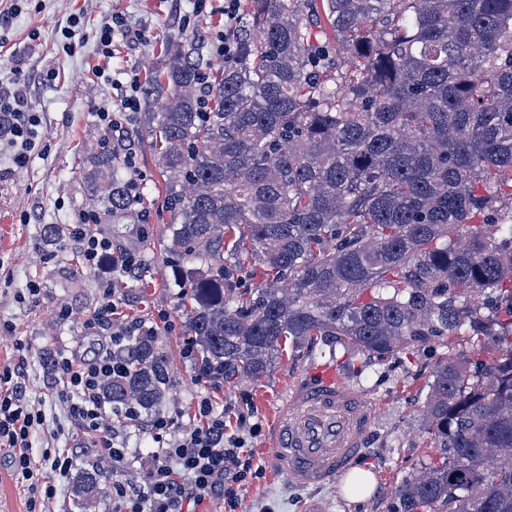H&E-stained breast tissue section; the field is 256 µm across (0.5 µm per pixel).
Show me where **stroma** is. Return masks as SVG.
I'll return each mask as SVG.
<instances>
[{"label":"stroma","mask_w":512,"mask_h":512,"mask_svg":"<svg viewBox=\"0 0 512 512\" xmlns=\"http://www.w3.org/2000/svg\"><path fill=\"white\" fill-rule=\"evenodd\" d=\"M11 0H0V12H9L0 29V82L17 84L28 107L41 119V138L24 167L13 162L9 148L0 149V324L13 328L0 338V365L19 364L26 396L45 414L43 430L32 437L31 453L42 461L53 449L67 450L78 465L99 462L98 437L83 433L58 398L60 385L51 364L60 356L78 353L93 358L111 329L132 322L157 326L158 344L170 358V385L162 414L177 418L178 429L195 424L197 402L208 398L224 414L227 433L243 436L257 477L240 485L242 512H389L394 491L405 476L433 450L418 417L427 382L437 361L468 352L466 340L442 345L412 362L395 358L381 364L365 363L348 384L375 407L371 433L357 462L371 471L376 487L371 496L352 502L347 476L322 487L292 485L268 461L271 421L284 397L309 371L324 364L328 349L322 344L288 345L275 370L253 380L197 377L185 350L191 342L186 316L180 307L183 286L174 276V259L163 241L169 214L156 156L149 147L150 117L144 108L121 113L120 123L107 127L99 109L118 102L127 82L143 80L147 69L164 67L166 41L190 42L196 31L206 33L202 54L213 58V47L224 36V0H22L10 13ZM82 17V39L64 50L62 34L68 19ZM120 16L144 30L143 40L115 35L110 54H102L99 30ZM111 134L120 155L132 156L144 199L126 221L122 237L100 225L102 236L115 248L136 250L144 276L125 280L115 294L121 303L108 330L87 326L84 312L104 300V274L85 265L68 235L47 236L46 225L68 228L76 216L94 207L86 174L104 134ZM40 293L29 297L27 288ZM25 346L17 358L13 341ZM148 427L133 430L131 449L120 470L139 484L157 451ZM57 495L47 512H112V494L104 492L89 507L77 502L76 476L57 483Z\"/></svg>","instance_id":"obj_1"}]
</instances>
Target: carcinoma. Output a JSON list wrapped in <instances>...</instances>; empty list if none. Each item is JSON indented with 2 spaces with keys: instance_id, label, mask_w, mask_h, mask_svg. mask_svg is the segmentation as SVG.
Returning a JSON list of instances; mask_svg holds the SVG:
<instances>
[{
  "instance_id": "1",
  "label": "carcinoma",
  "mask_w": 512,
  "mask_h": 512,
  "mask_svg": "<svg viewBox=\"0 0 512 512\" xmlns=\"http://www.w3.org/2000/svg\"><path fill=\"white\" fill-rule=\"evenodd\" d=\"M240 8L231 61L169 43L142 86L198 375L259 380L289 342L384 362L474 337L436 365L435 453L390 512H512V0ZM88 179L102 211L140 201L108 137ZM112 361L101 399L158 411L155 336ZM104 478L81 471L83 501Z\"/></svg>"
}]
</instances>
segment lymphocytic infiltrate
Wrapping results in <instances>:
<instances>
[{
	"label": "lymphocytic infiltrate",
	"mask_w": 512,
	"mask_h": 512,
	"mask_svg": "<svg viewBox=\"0 0 512 512\" xmlns=\"http://www.w3.org/2000/svg\"><path fill=\"white\" fill-rule=\"evenodd\" d=\"M0 118L7 122L6 140L14 150L17 167H24L39 136L40 119L26 111L23 95L0 87ZM60 395L70 418L84 432L99 435L102 454L120 466L128 454V430L138 426L136 411L124 413V428L108 426L99 387L112 371L110 347H102L96 359L60 357L57 362ZM197 425L167 440L158 448L144 484L120 479L112 482V512H206L214 498H223L229 512H237L233 484L242 482L253 462L243 437L227 434L224 415L209 400L197 405ZM45 421L41 408L26 399L20 374L11 366L0 367V450L12 464L13 476L23 489L27 512H38L56 493L53 475H67L74 459L67 451L55 452L35 462L29 452L33 432Z\"/></svg>",
	"instance_id": "lymphocytic-infiltrate-1"
}]
</instances>
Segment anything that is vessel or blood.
<instances>
[{"mask_svg":"<svg viewBox=\"0 0 512 512\" xmlns=\"http://www.w3.org/2000/svg\"><path fill=\"white\" fill-rule=\"evenodd\" d=\"M375 409L355 389L321 366L297 384L270 429L275 470L299 486H322L352 468L372 425Z\"/></svg>","mask_w":512,"mask_h":512,"instance_id":"obj_1","label":"vessel or blood"}]
</instances>
